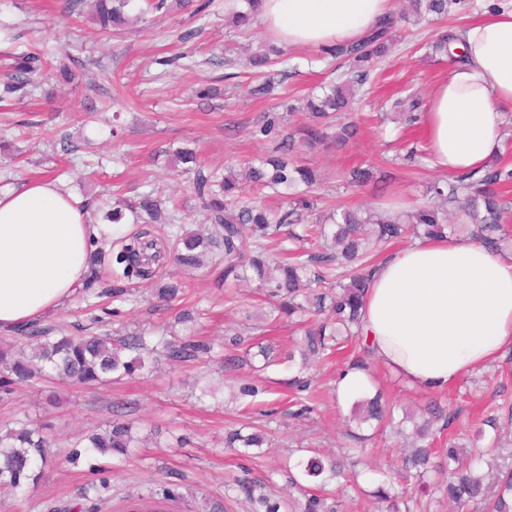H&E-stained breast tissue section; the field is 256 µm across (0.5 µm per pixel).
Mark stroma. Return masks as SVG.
Returning a JSON list of instances; mask_svg holds the SVG:
<instances>
[{
    "label": "stroma",
    "mask_w": 512,
    "mask_h": 512,
    "mask_svg": "<svg viewBox=\"0 0 512 512\" xmlns=\"http://www.w3.org/2000/svg\"><path fill=\"white\" fill-rule=\"evenodd\" d=\"M508 0H466L435 24L400 22L396 45L362 87L348 118L358 125L356 137L341 149L299 154L301 163L318 171L323 205L349 208H388L401 198L413 210L427 198V188L442 179L432 166L419 126L395 116L391 100L414 96L427 101L437 82L448 72L449 59L430 58L429 45L439 31L461 29L476 14ZM63 0H0V21L20 24L24 34L14 43H0V77L8 71L10 55L27 49L40 37L53 49L71 50L76 79L63 83L47 79L23 100L0 102V135L24 152L7 162L0 158V188L45 175L58 177L80 202L96 209L103 199L126 197L150 188L178 202L192 201L188 175L172 169L166 151L191 147L210 166L240 167L271 153L275 139L254 136L253 130L273 101L250 96L255 78L245 67L248 54L265 52L276 41L262 22L234 30L224 24V0H191L188 7L155 16L148 27L133 26L113 36L95 24L89 10L63 16ZM189 42L180 37L187 31ZM178 64H171V57ZM232 58L224 66V58ZM283 75L279 98L288 102L312 87L336 80L342 73L336 61L316 48H284L275 65ZM234 79H227V72ZM217 88V96L197 99V87ZM122 129L121 140L109 134ZM61 127L74 138L93 139L102 172L89 175L81 159H67L53 133ZM421 155L415 163L402 162L407 145ZM378 167V182L358 189L344 187L341 175L357 166ZM220 271L205 268L188 281L181 307L198 313L193 329H178L179 339L211 342L220 347L224 337L242 330L247 314L259 312L256 288L235 289L226 298ZM152 286L140 284L136 303L119 305L114 324L127 330L148 328L172 320L173 310L156 306ZM105 306L85 299L82 292L40 317L43 326L62 323L84 327L92 317H104ZM336 357L316 372L319 398L310 418L293 420L284 413L288 381L294 368L273 365L258 372L265 394L244 405L233 389L240 369L218 371L216 362L199 358L181 364L160 361L152 373H137L107 386L79 387L62 380L20 383L11 394H0V423L15 418L50 427L60 447H69L85 431L105 425L116 416L141 420L138 431L145 445L118 464L110 476V490L102 512H123L129 496L144 494L166 480L179 483L190 512H249L247 502L227 501L224 484L235 477L268 481L282 504L297 506L305 492L290 484L289 471L300 450L344 459L347 433L354 426L352 406L336 399V378L343 367ZM373 389L408 412H418L436 400L452 424L437 432V447L449 439L465 442L487 414H496L497 432L505 448H512V355L464 376L448 390H423L406 384L379 361H371ZM216 387L215 397H201L204 383ZM251 423L266 427L270 446L240 457L225 448L224 431ZM183 447H175L177 437ZM406 452L401 440L377 436L356 477L333 482L340 512H386L372 496L376 470L401 474L409 495H418L415 480L404 477ZM94 478L87 461L47 471L29 484L25 493H0V512H49L72 501L78 488Z\"/></svg>",
    "instance_id": "35a3bbf8"
}]
</instances>
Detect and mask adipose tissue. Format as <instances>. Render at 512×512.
<instances>
[{"label":"adipose tissue","instance_id":"1","mask_svg":"<svg viewBox=\"0 0 512 512\" xmlns=\"http://www.w3.org/2000/svg\"><path fill=\"white\" fill-rule=\"evenodd\" d=\"M392 0H261L266 30L291 47L360 39ZM465 64L449 69L421 116L431 161L456 175L501 148L512 109V6L481 13L461 35ZM101 225L51 178L0 190V330L68 300L88 270ZM375 358L407 384L445 389L512 350V255L444 237L379 262L362 308Z\"/></svg>","mask_w":512,"mask_h":512}]
</instances>
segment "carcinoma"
I'll use <instances>...</instances> for the list:
<instances>
[{
  "instance_id": "cac0c4a2",
  "label": "carcinoma",
  "mask_w": 512,
  "mask_h": 512,
  "mask_svg": "<svg viewBox=\"0 0 512 512\" xmlns=\"http://www.w3.org/2000/svg\"><path fill=\"white\" fill-rule=\"evenodd\" d=\"M132 0H93L94 15L104 32L120 31L141 22L149 13H165L168 0H142L138 12L129 17L125 9ZM249 11L242 13L229 7L228 20L235 27H245L256 15L257 0H246ZM457 0H409V10L419 18H441ZM398 18L391 15L379 21L361 39L322 49V54L347 66L337 81L321 87V91L288 106V111L306 114L308 123L299 128V138L281 135V118L263 114L256 134L281 137L277 154L269 155L248 166V178L256 191L253 197L240 194L235 169L226 165L212 168L198 158L195 151L182 148L173 153L181 172L189 175L196 212L206 232L188 230L183 222L185 206L171 202L153 191L141 192L131 201L115 197L112 203L93 214V223L112 225L110 246H120L115 256L122 269L102 277L101 266L109 254L102 245L95 246L89 256V270L83 290L100 299L114 302L132 301L135 281L157 284L153 296L160 302L172 303L184 295L186 282L159 273L168 263L182 271L224 264V284L235 288L253 284L270 304L265 317L275 322L287 321L302 332L295 345L301 355L298 375L289 385L302 393L296 399L302 417L313 410L318 390L312 386L309 369L324 363L329 356L350 342L364 354H371L361 330V310L375 267L374 252L384 250L408 233L420 239H436L451 234H464L497 252L512 249V237L502 227L504 206L498 188L512 183V168L493 161L480 172L463 173L446 182H435L428 188L430 201L410 212L351 209L322 210L313 189L320 186L318 173L311 167L297 165L288 154L304 149L341 147L356 133L350 123L339 122V115L352 110L358 91L369 79L370 72L385 58L395 40ZM70 55L58 57L46 48L31 47L13 58L5 81L0 84V99L23 98L36 88L48 70L63 80H73ZM248 65L263 80L253 86L256 99L272 95L278 85L274 61L266 54L247 58ZM392 108L399 111L407 124L418 122L421 103L414 97L397 99ZM373 178L370 168L356 167L345 177L346 186L361 187ZM266 188L284 191L286 202L272 207L261 200ZM128 224L139 225L135 233H124ZM286 238L294 243L322 241L320 250H291L285 258L270 253L268 243ZM30 336L31 354H13V345L0 341V392L10 393L16 382H34L45 378L62 379L81 385L105 386L149 369L160 359L173 364L191 361L211 346L202 342H180L170 327L139 329L126 332L74 335L64 326L34 328ZM241 332L224 337V366L245 362L237 355L245 347V355L263 359L262 367L274 363L273 346L254 342L244 345ZM265 392L250 377L238 380L240 397L255 398ZM355 419L364 425L384 422L394 434L410 440L407 464L415 470L413 478L422 488L430 463L428 439L432 422L451 423V418L436 406L428 407L430 418L405 432L409 416L398 415L397 407L386 402L377 392L356 402ZM133 420L114 419L105 428H93L72 444L69 450L56 448L53 436L41 426L16 421L0 426V491L18 492L36 480L45 468H62L85 457L94 461L92 472L99 475L77 496V500L52 512H100L108 491L106 474L112 466L99 461L108 456L121 461L130 450L140 447ZM267 443V432L256 430L244 434L239 429L224 432V447L239 448L246 456L253 448ZM448 463L435 467L446 472V481L436 485L448 502L456 507L471 506L481 512H512V465H498L496 488L488 492L484 476L479 473L483 457L463 458L460 445L448 443ZM298 477L313 486L301 512H338L336 502L324 495L326 484L342 476L336 461L316 455L305 456L296 463ZM268 483L260 479L235 478L225 484L227 500L243 498L250 512H280L278 501L267 494ZM180 485L167 482L159 488L128 502L126 512H173V505L184 500ZM373 497L386 504V512H425L418 498L405 491L377 487Z\"/></svg>"
}]
</instances>
